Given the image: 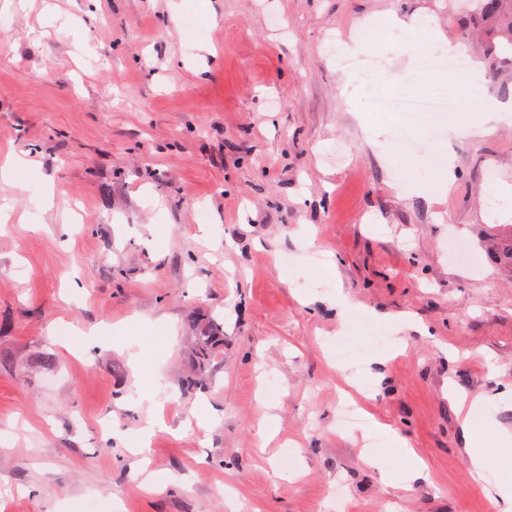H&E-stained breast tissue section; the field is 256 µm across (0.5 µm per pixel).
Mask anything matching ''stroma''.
<instances>
[{"mask_svg": "<svg viewBox=\"0 0 512 512\" xmlns=\"http://www.w3.org/2000/svg\"><path fill=\"white\" fill-rule=\"evenodd\" d=\"M368 18L376 68L340 69ZM511 27L512 0H0V165L32 161L0 178V512H336L338 493L351 512H505L512 459L470 474L484 438L448 393L512 434V278L451 260L448 236L485 254L512 113L448 111L485 134L399 157L376 101L455 81L452 45L512 101ZM212 318V382L183 390ZM374 327L397 350L382 364ZM92 328L79 351L56 335ZM349 342L360 364L338 367ZM360 383L367 418L339 430Z\"/></svg>", "mask_w": 512, "mask_h": 512, "instance_id": "obj_1", "label": "stroma"}]
</instances>
